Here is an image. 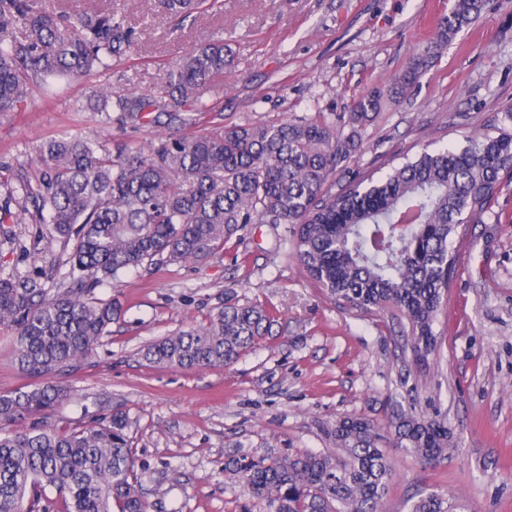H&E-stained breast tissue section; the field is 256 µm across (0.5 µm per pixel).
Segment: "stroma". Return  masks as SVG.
Segmentation results:
<instances>
[{"label": "stroma", "mask_w": 512, "mask_h": 512, "mask_svg": "<svg viewBox=\"0 0 512 512\" xmlns=\"http://www.w3.org/2000/svg\"><path fill=\"white\" fill-rule=\"evenodd\" d=\"M47 10H113L136 43L110 70L30 86L27 104L0 114V194L18 171L36 177L40 147L82 132L107 151L143 147L191 131L276 125L348 114L363 91L385 90L362 129L364 148L340 168L335 187L421 147L464 145L512 108V0H488L403 94H392L410 56L435 41L452 0H223L221 10L176 25L158 0H42ZM223 38L230 62L197 91L208 106L195 126H120L88 111L92 87L167 98L164 72L185 51ZM496 224H473L457 240L456 273L436 331L440 355L416 364L411 338L391 312L353 315L328 299L290 255L288 224H248L206 263L129 271L95 295L121 317L94 354L55 375L68 395L49 412L77 427L120 410L136 461L138 491L150 512H267L224 473L230 455L329 448L326 426L348 415L374 420L392 477L379 512H409L431 490L466 512H512V187L494 205ZM70 248L12 213L0 222V277L27 275L45 251ZM232 290L240 302L275 307L273 334L236 362L214 368L149 364L145 347L207 323ZM15 333L0 326V392L33 384L14 355ZM445 422L453 432L438 468L393 447V412Z\"/></svg>", "instance_id": "1"}]
</instances>
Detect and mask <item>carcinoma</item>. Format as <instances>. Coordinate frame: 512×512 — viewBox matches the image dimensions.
<instances>
[{"label":"carcinoma","instance_id":"cac0c4a2","mask_svg":"<svg viewBox=\"0 0 512 512\" xmlns=\"http://www.w3.org/2000/svg\"><path fill=\"white\" fill-rule=\"evenodd\" d=\"M218 0H159L179 18ZM484 0H454L439 22L447 43L479 17ZM133 27L114 13L54 14L39 0H0V112H16L28 86L108 70L127 55ZM434 46L406 62L397 85L413 84ZM224 40L190 49L165 71L170 118L193 124L213 112L195 91L224 73ZM372 88L353 100L348 122L311 118L279 125L225 127L167 137L148 151L114 157L76 132L46 141L37 184L24 175L6 188L0 211L18 206L50 239L73 242L67 287L49 295L41 276L0 277V326L16 332V360L34 376L62 373L90 357L118 315L94 290L132 269L209 259L244 224H291V256L326 294L356 314L391 309L405 322L415 361L439 351L434 326L456 267L454 240L463 225L500 223L492 206L512 185V127L489 123L459 148L423 149L373 179H354L336 193L332 179L362 145L359 128L381 106ZM153 100L101 88L90 110L119 113L137 125ZM276 310L225 297L206 325L149 344L144 358L178 368L234 363L272 335ZM64 388L46 382L0 393V512H48L46 490L66 512H149L137 490L127 416L59 431L19 423L61 402ZM394 444L432 468L448 455V426L412 413L391 419ZM333 447L320 453L231 456L224 472L268 512H378L392 476L373 420L344 416L326 429ZM409 512H463L444 493L420 495Z\"/></svg>","mask_w":512,"mask_h":512}]
</instances>
